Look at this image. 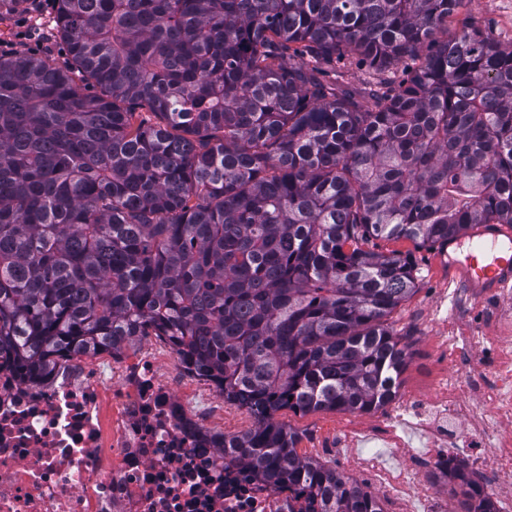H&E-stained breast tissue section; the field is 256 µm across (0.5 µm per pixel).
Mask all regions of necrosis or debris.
Returning a JSON list of instances; mask_svg holds the SVG:
<instances>
[{
    "label": "necrosis or debris",
    "instance_id": "necrosis-or-debris-1",
    "mask_svg": "<svg viewBox=\"0 0 512 512\" xmlns=\"http://www.w3.org/2000/svg\"><path fill=\"white\" fill-rule=\"evenodd\" d=\"M485 358L499 373L490 405L440 385L429 405L440 420L420 421L428 451L414 467L364 460L376 490L409 503L424 492L427 512H446L424 479L448 456L447 416L481 432L485 408L512 417V351L493 348ZM177 373L194 384L196 411L174 387ZM223 432L222 391L151 340L135 359L83 355L36 385L1 367L0 512H309L302 492L267 486L225 461L214 443ZM489 434L490 448L467 455L486 488H512V433Z\"/></svg>",
    "mask_w": 512,
    "mask_h": 512
}]
</instances>
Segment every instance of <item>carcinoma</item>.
I'll list each match as a JSON object with an SVG mask.
<instances>
[{
    "label": "carcinoma",
    "mask_w": 512,
    "mask_h": 512,
    "mask_svg": "<svg viewBox=\"0 0 512 512\" xmlns=\"http://www.w3.org/2000/svg\"><path fill=\"white\" fill-rule=\"evenodd\" d=\"M462 2L56 0L67 64L0 55V360L36 382L166 336L255 418L217 441L232 462L315 512H384L274 416L396 397L414 266L364 244L512 224V44L437 39ZM354 57L376 82L323 78ZM442 476L460 512H499Z\"/></svg>",
    "instance_id": "cac0c4a2"
}]
</instances>
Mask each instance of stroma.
<instances>
[{"mask_svg":"<svg viewBox=\"0 0 512 512\" xmlns=\"http://www.w3.org/2000/svg\"><path fill=\"white\" fill-rule=\"evenodd\" d=\"M55 25L53 0L43 11H29L0 21V52L21 49L37 54L51 53L64 58L63 44L52 41ZM475 26L496 41L512 42V0H463L458 12L448 19L449 32ZM369 248L396 250L408 254L416 273V291L390 315L393 332L410 346L411 359L401 376L399 397H430L437 391L436 376L453 371L477 357L479 351L512 336V291L489 299H474L454 293L448 285V259L443 251L418 248L408 240H370ZM278 422L300 437L299 455L318 460L348 477L365 490L373 485L361 468L363 458L375 455L388 465L405 466L425 451L413 432H405V445L384 448L373 436L390 422L389 408L370 413L282 409ZM350 437L344 448H336L338 437Z\"/></svg>","mask_w":512,"mask_h":512,"instance_id":"obj_1","label":"stroma"}]
</instances>
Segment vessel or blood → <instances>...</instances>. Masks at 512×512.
<instances>
[{"label": "vessel or blood", "instance_id": "obj_1", "mask_svg": "<svg viewBox=\"0 0 512 512\" xmlns=\"http://www.w3.org/2000/svg\"><path fill=\"white\" fill-rule=\"evenodd\" d=\"M469 242L472 250L459 254V240L448 243V282L470 295L497 294L512 288V226L477 227Z\"/></svg>", "mask_w": 512, "mask_h": 512}]
</instances>
